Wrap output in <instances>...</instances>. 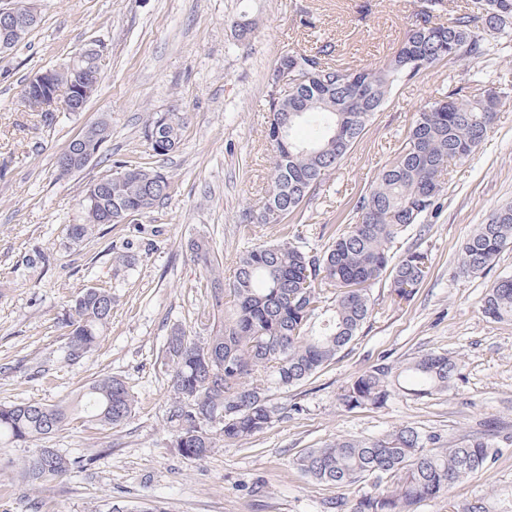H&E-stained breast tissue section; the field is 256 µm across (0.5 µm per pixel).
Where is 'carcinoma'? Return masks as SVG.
I'll return each instance as SVG.
<instances>
[{
    "label": "carcinoma",
    "instance_id": "obj_1",
    "mask_svg": "<svg viewBox=\"0 0 512 512\" xmlns=\"http://www.w3.org/2000/svg\"><path fill=\"white\" fill-rule=\"evenodd\" d=\"M444 0H421L404 41L375 69L330 64L331 46L288 54L292 98L268 95L267 140L272 154L270 184L245 221L283 224L345 158L384 106L392 90L448 57L480 59L489 36L512 27V0H474V8L446 23L433 22ZM463 88L423 106L394 159L379 171L356 202V223L318 252L295 242H263L239 255L233 280L221 281L220 264L209 242L191 245L197 263L212 276L210 308L230 322L196 341L175 330L164 359L172 368L167 420L175 447L200 459L217 442L248 441L284 414L271 402L272 391L288 390L323 370L358 336L373 315L372 287L390 278L394 300L410 299L425 280L428 254L408 250L395 256V244L423 224L444 191L448 167L467 160L486 139L508 94L494 87L462 99ZM306 126L310 136L295 130ZM180 112H148L144 136L156 156L172 153L181 141ZM178 185L161 170L140 168L110 178L102 191L85 189V222L70 227L80 240L100 224H121L171 200ZM512 243V203L493 209L462 247L466 273L490 265ZM87 287L73 300L67 348L90 351L112 316V296ZM483 313L512 321V277L493 282L482 298ZM460 374L457 359L425 353L398 366L379 363L359 374L341 394L350 410L382 408L399 393L428 397L448 392ZM135 397L119 376L104 375L70 399L53 405L22 402L0 406V443L27 444L51 437L80 419L100 427L120 425L132 416ZM499 431L446 448L411 426L396 427L374 439H339L308 448L295 461L305 477L341 490L369 482L371 489L350 502L336 497V512H415L425 500L490 470L498 461ZM71 460L55 448H37L22 462L32 484L66 473Z\"/></svg>",
    "mask_w": 512,
    "mask_h": 512
}]
</instances>
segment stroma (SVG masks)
<instances>
[{
    "mask_svg": "<svg viewBox=\"0 0 512 512\" xmlns=\"http://www.w3.org/2000/svg\"><path fill=\"white\" fill-rule=\"evenodd\" d=\"M39 22L23 43L0 52V404L57 403L99 376L118 375L137 400L124 424L82 421L40 444L0 445V512H109L112 505L159 512H328L339 491L294 468L304 449L339 438L381 436L408 425L448 446L498 423L512 435V322L482 311L488 286L512 276V244L483 272L462 270L461 246L498 205L512 202V102L485 141L446 179L438 211L398 251L417 245L431 258L414 297L395 306L390 281L373 287L377 311L332 363L288 392L273 394L286 417L246 442H218L202 459L183 457L167 423L172 371L163 360L171 331L207 336L211 280L190 244L212 242L225 277L247 247L297 240L318 251L347 225L371 177L392 161L419 110L484 73L475 95L512 93V30L493 35L479 60L454 59L397 87L314 197L285 224H249L245 213L270 175L267 94L277 60L314 42L331 44L338 64L378 67L405 39L420 0H31ZM255 32L235 44L234 27ZM100 42V82L82 112L47 117L20 102L26 79L57 68ZM180 112L178 148L153 155L143 137L148 112ZM110 137L82 171L61 174L57 158L90 122ZM162 169L177 183L172 201L128 224L100 225L76 240L88 183L113 160ZM124 262H117V255ZM112 291V317L97 345L69 358L63 320L86 287ZM459 359L447 393L399 395L381 408L350 410L343 388L373 365L427 352ZM73 465L31 487L20 464L34 447ZM485 501L512 512V445L485 474L454 485L417 512H452Z\"/></svg>",
    "mask_w": 512,
    "mask_h": 512,
    "instance_id": "obj_1",
    "label": "stroma"
}]
</instances>
